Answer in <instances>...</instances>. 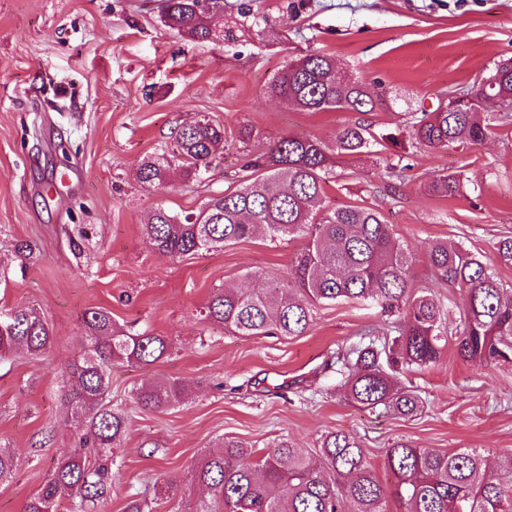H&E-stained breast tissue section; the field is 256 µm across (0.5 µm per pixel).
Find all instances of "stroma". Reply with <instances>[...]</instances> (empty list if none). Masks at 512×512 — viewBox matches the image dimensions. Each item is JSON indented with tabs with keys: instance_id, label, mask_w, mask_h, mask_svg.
Here are the masks:
<instances>
[{
	"instance_id": "1",
	"label": "stroma",
	"mask_w": 512,
	"mask_h": 512,
	"mask_svg": "<svg viewBox=\"0 0 512 512\" xmlns=\"http://www.w3.org/2000/svg\"><path fill=\"white\" fill-rule=\"evenodd\" d=\"M161 0H0V308L29 307L53 341L40 356L0 361V444L20 449L15 477L0 483V512H24L59 459L80 452L78 423L62 403L71 365L85 354L82 315L111 312L135 331L167 337L169 355L112 370V402L128 417L112 493L97 512H193L206 497L194 479L203 454L235 438L255 449L292 439L316 457L323 434L342 431L391 483L386 448L512 452V366L487 367L447 349L405 381L424 400L402 417L350 404L341 371L352 349L380 343L390 319L353 303L316 306L300 336H243L206 317L214 290L250 288L256 276H289L303 239L239 240L210 253L170 258L142 234L162 207L192 212L234 186L246 160L285 136L333 144L359 122L396 135L387 152L331 164L324 209H378L414 257L412 285L451 297L425 260L428 245L459 242L493 255L512 235V125L478 145L412 148V111L475 88L495 62L512 59V0H222L234 39L198 42L160 20ZM318 49L336 66L396 96L392 109L307 112L270 97L289 58ZM224 127L223 158L200 179L171 170L140 182V162L183 123ZM252 137L240 142L239 131ZM406 168L395 189L387 158ZM463 173L467 196L431 195L438 176ZM30 244L31 256L18 253ZM168 379L182 403L142 408L138 388Z\"/></svg>"
}]
</instances>
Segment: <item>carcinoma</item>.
<instances>
[{"label":"carcinoma","mask_w":512,"mask_h":512,"mask_svg":"<svg viewBox=\"0 0 512 512\" xmlns=\"http://www.w3.org/2000/svg\"><path fill=\"white\" fill-rule=\"evenodd\" d=\"M162 20L170 30L193 40L217 37V19L198 0H164ZM269 94L305 111L373 112L388 105L386 90L370 91L358 77H336L335 59L312 51L292 59L269 83ZM512 121V59L494 65L469 99L440 101L413 115L412 147L436 150L476 145L493 133L494 123ZM394 137L360 123L336 134V157L378 152ZM224 154V127L203 118L174 132L162 153L143 161L138 178L163 182L171 169L201 178ZM326 145L288 136L267 155L242 166L245 175L233 189L211 196L196 212L155 209L143 230L152 248L177 258L217 250L261 234L271 241L308 238L293 261L294 282L260 276L252 288H220L207 304V318L236 335L301 336L317 304L367 302L400 316L390 342H372L350 352L344 379L347 399L373 410L379 406L403 416L420 412L419 394L402 384L406 367L437 363L453 341L457 355L489 366L512 363V290L498 279L497 265H512V236L501 237L493 257L475 254L456 242L426 252L437 282L457 288L462 303H448L426 289L413 290L412 256L393 239L390 225L375 209L347 205L321 213ZM461 173L436 178L428 191L439 197L465 195ZM87 353L72 364L71 389L63 404L83 426V443L92 455L60 460L25 512H94L112 493V449L125 432L124 414L106 402L117 365H149L169 348L163 336L132 331L104 309L83 316ZM47 323L32 308L0 309V360L19 352L32 357L51 344ZM178 379L142 386L137 403L164 411L184 398ZM18 450L0 445V483L13 478ZM384 466L394 477L383 484L365 449L349 435L327 433L319 466L287 438L273 441L263 454L240 440L224 439L222 451L203 456L197 481L211 490L193 512H390V501L408 512H512V454L489 468L476 449L441 453L400 439L385 451Z\"/></svg>","instance_id":"cac0c4a2"}]
</instances>
